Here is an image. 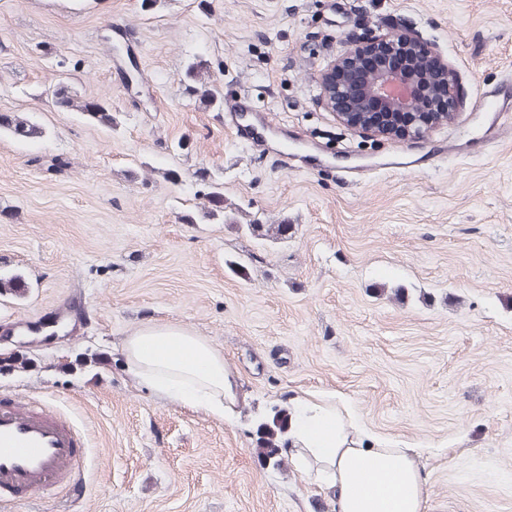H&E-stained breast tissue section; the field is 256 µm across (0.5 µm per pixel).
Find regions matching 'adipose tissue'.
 <instances>
[{
  "label": "adipose tissue",
  "mask_w": 512,
  "mask_h": 512,
  "mask_svg": "<svg viewBox=\"0 0 512 512\" xmlns=\"http://www.w3.org/2000/svg\"><path fill=\"white\" fill-rule=\"evenodd\" d=\"M135 381L151 392L221 418L236 403L224 357L204 337L169 326L143 327L122 345ZM287 454L310 483L332 492L334 512H428L416 449L388 447L330 398L290 409Z\"/></svg>",
  "instance_id": "adipose-tissue-1"
}]
</instances>
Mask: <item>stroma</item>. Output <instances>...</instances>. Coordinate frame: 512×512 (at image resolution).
Segmentation results:
<instances>
[{
  "label": "stroma",
  "instance_id": "stroma-1",
  "mask_svg": "<svg viewBox=\"0 0 512 512\" xmlns=\"http://www.w3.org/2000/svg\"><path fill=\"white\" fill-rule=\"evenodd\" d=\"M405 25L456 66L464 107L425 141L362 142L314 75ZM192 62L309 159L241 143L188 91ZM509 75L512 0H0V113L45 129L0 132V271L29 285L0 296V395L85 441L78 480L0 512H332L259 453L308 395L417 449L429 512H512V113L480 107ZM59 84L110 98L117 126L54 106ZM204 173L223 216L200 208ZM144 326L210 341L235 420L136 384L120 346ZM25 140H36L43 136L44 129L28 116L17 112L0 114V132Z\"/></svg>",
  "mask_w": 512,
  "mask_h": 512
}]
</instances>
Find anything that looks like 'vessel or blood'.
<instances>
[{"label":"vessel or blood","instance_id":"vessel-or-blood-1","mask_svg":"<svg viewBox=\"0 0 512 512\" xmlns=\"http://www.w3.org/2000/svg\"><path fill=\"white\" fill-rule=\"evenodd\" d=\"M490 112H512V77L484 96ZM234 131L246 141H261L266 122L254 117L244 99H228ZM84 440L72 422L46 408L0 396V499L53 489L72 475Z\"/></svg>","mask_w":512,"mask_h":512}]
</instances>
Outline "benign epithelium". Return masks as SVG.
Wrapping results in <instances>:
<instances>
[{
  "label": "benign epithelium",
  "mask_w": 512,
  "mask_h": 512,
  "mask_svg": "<svg viewBox=\"0 0 512 512\" xmlns=\"http://www.w3.org/2000/svg\"><path fill=\"white\" fill-rule=\"evenodd\" d=\"M318 103L350 133L418 142L455 121V66L414 28L364 36L317 71Z\"/></svg>",
  "instance_id": "benign-epithelium-1"
}]
</instances>
